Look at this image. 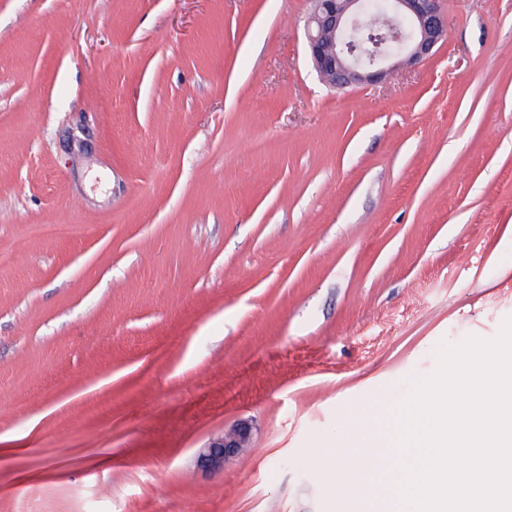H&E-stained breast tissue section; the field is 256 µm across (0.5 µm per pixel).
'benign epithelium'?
<instances>
[{
	"label": "benign epithelium",
	"instance_id": "benign-epithelium-1",
	"mask_svg": "<svg viewBox=\"0 0 512 512\" xmlns=\"http://www.w3.org/2000/svg\"><path fill=\"white\" fill-rule=\"evenodd\" d=\"M395 24L385 35L370 37L373 50L360 38L369 24L365 0H314L305 21L307 50L315 70L331 87L384 82L401 64L413 65L434 54L448 35L444 0H388ZM250 427L237 424L200 449L196 463L206 470L224 466L248 441Z\"/></svg>",
	"mask_w": 512,
	"mask_h": 512
}]
</instances>
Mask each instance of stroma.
Masks as SVG:
<instances>
[{
  "instance_id": "1",
  "label": "stroma",
  "mask_w": 512,
  "mask_h": 512,
  "mask_svg": "<svg viewBox=\"0 0 512 512\" xmlns=\"http://www.w3.org/2000/svg\"><path fill=\"white\" fill-rule=\"evenodd\" d=\"M311 7L0 0V512H357L334 449L512 316V0L346 90ZM250 427L247 423L237 424L224 434L213 437L201 448L196 457L199 467L206 470H215L224 466V460L236 454L248 441Z\"/></svg>"
}]
</instances>
